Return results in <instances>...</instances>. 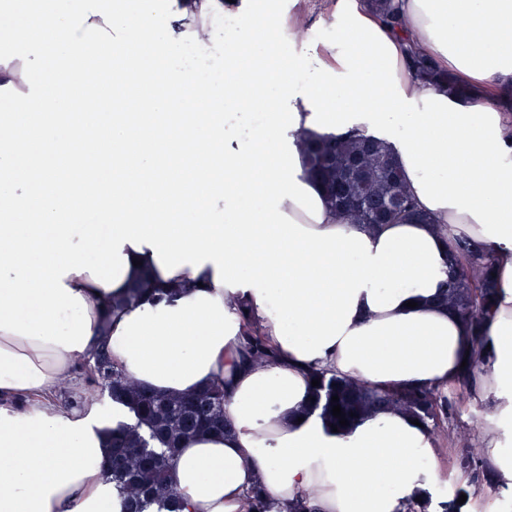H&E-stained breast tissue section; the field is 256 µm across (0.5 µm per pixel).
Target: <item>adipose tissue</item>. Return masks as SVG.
I'll use <instances>...</instances> for the list:
<instances>
[{
    "label": "adipose tissue",
    "mask_w": 512,
    "mask_h": 512,
    "mask_svg": "<svg viewBox=\"0 0 512 512\" xmlns=\"http://www.w3.org/2000/svg\"><path fill=\"white\" fill-rule=\"evenodd\" d=\"M306 3L0 0V512H120L111 432L134 413L55 398L100 347L156 392L223 381L225 434L175 459L183 512H246L256 485L312 512L425 498L433 435L397 411L332 427L310 409L320 369L448 390L477 366L482 453L512 488V0H399L394 28L362 0H324L336 40L281 55ZM227 13L240 24L217 34ZM219 41L221 91L171 60ZM413 47L472 100L422 85ZM84 58V93L65 94ZM245 102L269 113L246 137L222 116ZM353 131L392 146L430 223L338 220L298 137ZM456 237L495 258L477 339L441 302ZM241 303L274 365L247 362Z\"/></svg>",
    "instance_id": "ef3b65f1"
}]
</instances>
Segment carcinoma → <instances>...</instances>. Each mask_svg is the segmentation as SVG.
<instances>
[{
    "label": "carcinoma",
    "instance_id": "cac0c4a2",
    "mask_svg": "<svg viewBox=\"0 0 512 512\" xmlns=\"http://www.w3.org/2000/svg\"><path fill=\"white\" fill-rule=\"evenodd\" d=\"M379 12L384 21L398 25L396 0H364ZM416 76L426 84L447 86L448 92L465 97L467 91L446 71L420 52L411 53ZM308 171L325 191L329 204L345 224H376L380 214L376 207L391 199L399 201L397 209L389 212L385 221L426 222L408 191L405 179L385 142L365 133L339 140L314 137L303 141ZM360 164L361 178L356 189L367 207H346L338 198L347 181V164ZM493 258L489 252L462 238L449 244L448 283L443 303L453 309L470 327L478 332L496 292ZM248 353L259 364L272 361L273 356L261 340L248 332ZM91 387L110 398L123 396L137 416L132 426L112 432L111 475L119 490L121 512H181L177 493L171 481L174 457L180 442L205 432H224V390L215 384L207 390L183 396H171L148 391L110 365L99 351L92 355ZM320 380L315 387L314 409L337 423L332 415L333 396L345 419L355 418L380 408L402 410L417 417L430 431L438 427L441 416L453 411V401L440 389H420L406 392H378L366 389L353 381L324 371H317ZM461 468L489 475L491 470L480 465L478 446L471 444L459 455ZM251 512H307L301 500L284 505L269 495L252 491L247 497Z\"/></svg>",
    "mask_w": 512,
    "mask_h": 512
}]
</instances>
